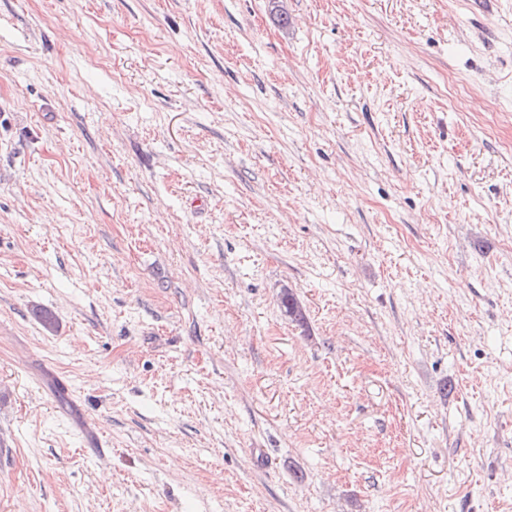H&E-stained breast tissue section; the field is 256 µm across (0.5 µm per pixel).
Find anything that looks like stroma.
<instances>
[{
    "mask_svg": "<svg viewBox=\"0 0 512 512\" xmlns=\"http://www.w3.org/2000/svg\"><path fill=\"white\" fill-rule=\"evenodd\" d=\"M0 512H512V0H0Z\"/></svg>",
    "mask_w": 512,
    "mask_h": 512,
    "instance_id": "stroma-1",
    "label": "stroma"
}]
</instances>
